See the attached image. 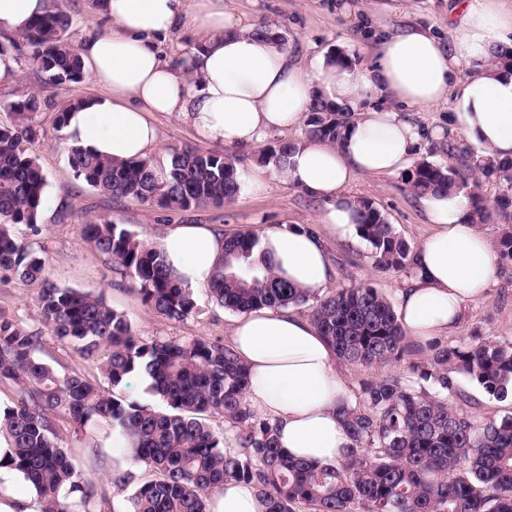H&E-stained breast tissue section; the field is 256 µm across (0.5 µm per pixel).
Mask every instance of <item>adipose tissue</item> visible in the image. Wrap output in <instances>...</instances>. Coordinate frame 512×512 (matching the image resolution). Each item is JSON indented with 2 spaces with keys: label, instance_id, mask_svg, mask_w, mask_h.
<instances>
[{
  "label": "adipose tissue",
  "instance_id": "1",
  "mask_svg": "<svg viewBox=\"0 0 512 512\" xmlns=\"http://www.w3.org/2000/svg\"><path fill=\"white\" fill-rule=\"evenodd\" d=\"M504 0H451V44L431 27L386 24L367 32L369 63L342 66L334 57L300 63L244 27L228 0H101L112 22L80 57L102 93L68 109L70 145L116 160H144L159 140L156 114L175 113L206 140L258 147L275 131L297 126L315 99L352 113L340 144L303 137L281 171L284 182L321 204L318 221L339 241L357 229L356 176L393 174L413 158L421 131L411 112L447 103L452 126L475 159L512 157V70L499 54L512 47V8ZM49 0H0V30L16 33L42 16ZM190 26L198 46L179 65L164 61L159 39ZM432 232L414 256L415 273L396 294L397 317L419 341L452 332L470 303L490 287L496 256L462 192L421 199ZM166 264L189 287L206 286L224 260V234L180 224L159 240ZM260 250L276 274L320 297L334 276L324 240L300 230L267 228ZM230 343L246 365L248 403L278 427L295 458L337 462L353 441L338 414L351 394L335 353L311 321L288 308L239 317ZM22 475L0 465V512H41L35 492L17 493ZM212 512H263L251 485L225 483Z\"/></svg>",
  "mask_w": 512,
  "mask_h": 512
}]
</instances>
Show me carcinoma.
I'll list each match as a JSON object with an SVG mask.
<instances>
[{"mask_svg":"<svg viewBox=\"0 0 512 512\" xmlns=\"http://www.w3.org/2000/svg\"><path fill=\"white\" fill-rule=\"evenodd\" d=\"M72 25L60 0L21 35L32 49L27 65L41 73L43 89L84 77L82 62L67 43ZM36 94L8 105L11 121L0 124V274L23 282L43 280L40 316L56 340L84 359L104 353L105 384L81 373L59 372L41 356L42 336L0 314V382L18 388L16 404L0 408V435L8 438L11 466L37 492L42 512H101L98 493L57 429L61 416L74 432L112 423L132 458L155 472L135 488L126 512H209L211 495L229 480L254 487L263 512H512V417L473 419L448 405L458 393L454 375L475 381L487 394L512 392V343L472 336L431 346L429 358L398 373L359 383L355 403L340 415L353 445L336 464H313L288 456L277 426L246 400L249 376L229 345L201 338L136 334L103 294L61 288L48 277L45 260L16 235L42 234L39 224L46 178L32 145L39 133ZM351 115L317 101L307 136L336 144ZM291 144L264 149L261 160L280 169ZM74 177L114 197H134L179 209L222 204L240 191L239 170L218 153L184 149L167 167L150 160L118 161L68 149ZM495 181L492 199L477 193L480 180ZM409 191L468 192L476 219H512V159L499 160L477 177L470 154L448 144V162L423 159L404 174ZM359 235L383 269L413 268L412 251L368 198L359 199ZM88 241L131 277L142 301L174 322L195 311V289L168 270L160 245L105 218L84 224ZM260 239L239 234L224 243V264L206 286L226 309L248 313L264 307L301 305L309 297L279 279L258 255ZM312 322L340 361L369 365L410 356L405 332L389 302L371 286L344 288L316 300ZM138 375L166 402L157 412L116 393ZM209 416L224 418L217 435ZM233 432L239 450L224 449Z\"/></svg>","mask_w":512,"mask_h":512,"instance_id":"cac0c4a2","label":"carcinoma"}]
</instances>
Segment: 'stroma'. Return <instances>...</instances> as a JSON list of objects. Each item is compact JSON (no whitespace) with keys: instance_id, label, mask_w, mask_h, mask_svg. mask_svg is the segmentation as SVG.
<instances>
[{"instance_id":"obj_1","label":"stroma","mask_w":512,"mask_h":512,"mask_svg":"<svg viewBox=\"0 0 512 512\" xmlns=\"http://www.w3.org/2000/svg\"><path fill=\"white\" fill-rule=\"evenodd\" d=\"M355 5L356 12L343 15V2ZM72 18L68 32L70 45L81 50L84 42L99 33L106 24L100 15V0H63ZM365 0H232L233 9L243 25H272L284 38V44L297 57L307 59L346 49L356 42L365 13L358 7ZM28 48L14 51L17 77L13 83L0 86V122L9 123L7 104L25 95L41 92L43 104L35 116L40 136L33 152L46 177L47 195L57 197V208L43 212L45 229L41 235L42 255L51 279L64 288H75L103 294L107 303L131 321L143 336L204 338L229 341L235 312L211 300L205 289L196 291V310L186 321L175 323L151 312L144 305L132 279L114 269L111 262L86 240L84 222L97 215L110 217L128 230L160 238L176 224H207L220 229L225 236L241 232L262 234L270 225L297 226L324 233L318 224L320 205L301 190L285 184L275 167H268L262 189L241 187L236 197L221 205H210L187 211L165 208L132 197L116 198L77 180L68 162V151L56 117L66 104L98 96L99 87L89 80L70 83L51 91L43 90L42 76L26 64ZM449 105L443 104L423 112L409 113L411 123L424 135L416 152L417 159L443 163L446 141L461 140V133L448 124ZM159 141L152 152L156 164L169 162L174 151L185 148L219 151L220 146L199 138L195 130L177 115L156 117ZM357 197L371 199L386 216L395 232L411 249H418L431 233L415 195L406 188L401 174L357 176L350 187ZM327 248L336 274L328 293L354 285L376 288L388 301H395L396 289L411 276L410 271L379 268L372 248L365 240L340 242L328 239ZM40 285L36 282L0 280V313L17 320L29 329L41 332V356L59 372L78 371L94 382H102L95 361L82 359L62 347L50 331L45 330L36 303ZM512 342V263L498 266L495 281L484 299L468 305L457 328L444 341L454 344L472 335ZM455 384L468 398L467 411L476 418L512 415V396L494 399L468 377L457 376ZM59 435L64 446L71 448L85 475L107 498L106 512H124L131 486L112 487V470L117 462L112 446L113 431L102 423L93 433H73L68 422H60Z\"/></svg>"}]
</instances>
